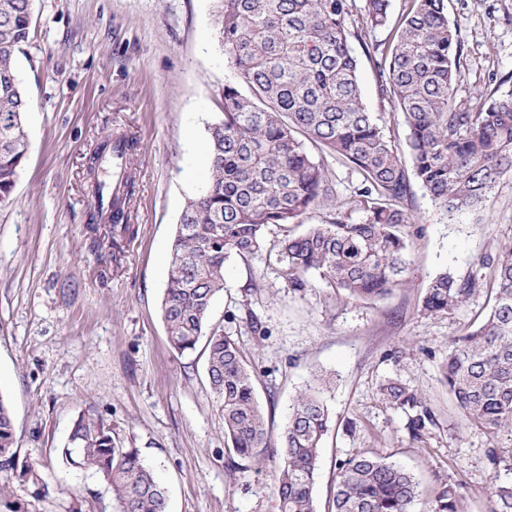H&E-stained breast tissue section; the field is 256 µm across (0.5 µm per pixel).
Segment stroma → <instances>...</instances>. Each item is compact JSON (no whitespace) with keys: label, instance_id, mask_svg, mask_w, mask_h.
<instances>
[{"label":"stroma","instance_id":"1","mask_svg":"<svg viewBox=\"0 0 512 512\" xmlns=\"http://www.w3.org/2000/svg\"><path fill=\"white\" fill-rule=\"evenodd\" d=\"M447 6L462 48L457 101L476 108L482 95L512 94V0ZM213 7V0L35 2L16 60L30 103V149L12 203L0 208V397L15 420L19 460L40 479L14 482L0 512H113L106 483L58 455L82 416L102 417L118 446L138 449L169 489V512H276L277 458L229 452L205 347L175 354L160 311L175 228L205 185L208 128L233 76ZM350 46L366 106L405 149L402 115L381 98L360 42ZM117 134L137 142V187L136 233L115 263L91 250L86 224L89 156ZM329 183L331 197L291 232L361 219L336 206L354 196V168L331 164ZM412 192L411 264L386 298L348 300L322 283L289 290L272 250L284 232L275 224L265 230L267 249L225 264L212 320L238 341L257 375L271 446H279L297 394L316 376L331 380L318 512H327L340 460L358 452L389 457L428 488L446 479L461 484L469 512H490L492 482L512 483V431L493 438L470 425L440 368L449 338L485 315V296L445 315L421 312L436 275L465 278L484 255L512 245V177L475 212L449 215L420 186ZM390 377L424 393L435 420L426 437L412 439L405 414L382 398L379 386ZM493 454L499 465L490 463Z\"/></svg>","mask_w":512,"mask_h":512}]
</instances>
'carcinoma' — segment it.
I'll return each mask as SVG.
<instances>
[{"instance_id": "cac0c4a2", "label": "carcinoma", "mask_w": 512, "mask_h": 512, "mask_svg": "<svg viewBox=\"0 0 512 512\" xmlns=\"http://www.w3.org/2000/svg\"><path fill=\"white\" fill-rule=\"evenodd\" d=\"M220 42L236 80L224 84L221 119L208 128L210 176L190 199L176 225L161 301L171 349L178 355L206 338V373L224 420L228 449L257 460L269 433L255 374L238 342L211 323V308L224 291V265L266 247L264 228L295 223L329 195L327 158L352 166L362 177L354 199L339 207L363 212L357 223L311 224L275 245L283 278L293 291L312 287L315 275L354 300L382 298L404 281L410 259L408 202L416 181L443 211L486 206L500 180L512 175V94L489 96L473 109L454 100L461 62L458 24L445 0H405L385 42H368V29L390 22L392 0H215ZM35 0H0V206L12 192L29 150L24 126L29 100L14 67L29 39ZM353 29H348L347 23ZM362 41L379 73V91L408 128L403 159L363 102L358 60L349 37ZM324 158L313 157L305 142ZM121 146L125 162L115 182L90 177V248L112 260L121 240L133 235L126 208L135 192L136 142L106 139L94 155ZM459 280L443 272L427 287L421 312L437 316L485 292V319L453 338L441 363L457 408L494 436L512 429V246L479 262ZM383 398L407 416L414 438L435 425L423 395L397 378L381 385ZM329 413L319 391L296 398L281 435L274 483L277 512H317L314 487ZM15 421L0 398V497L15 478L36 479L18 464ZM94 471L112 490L114 512H168L166 487L144 465L138 449L122 448L112 424L79 418L62 455ZM493 512H512V485L489 487ZM421 490L407 470L383 456L356 453L339 463L328 512H414ZM429 512H466L452 481L434 487Z\"/></svg>"}]
</instances>
